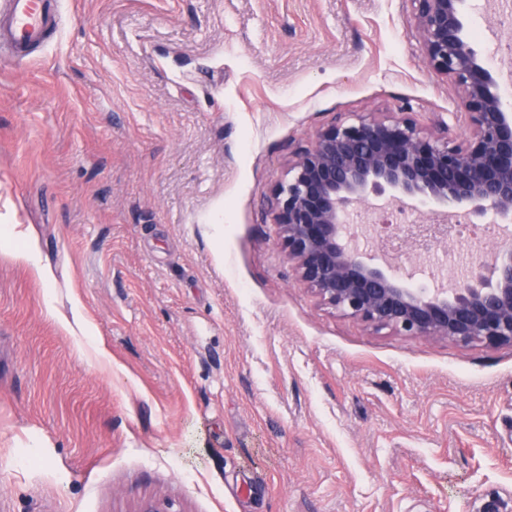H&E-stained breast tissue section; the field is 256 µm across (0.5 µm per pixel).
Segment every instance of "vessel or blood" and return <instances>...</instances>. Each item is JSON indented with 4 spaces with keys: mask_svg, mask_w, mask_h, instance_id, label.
<instances>
[{
    "mask_svg": "<svg viewBox=\"0 0 512 512\" xmlns=\"http://www.w3.org/2000/svg\"><path fill=\"white\" fill-rule=\"evenodd\" d=\"M59 27V0H0V52L23 61Z\"/></svg>",
    "mask_w": 512,
    "mask_h": 512,
    "instance_id": "vessel-or-blood-1",
    "label": "vessel or blood"
}]
</instances>
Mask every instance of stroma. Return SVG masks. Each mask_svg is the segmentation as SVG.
<instances>
[{
  "instance_id": "1",
  "label": "stroma",
  "mask_w": 512,
  "mask_h": 512,
  "mask_svg": "<svg viewBox=\"0 0 512 512\" xmlns=\"http://www.w3.org/2000/svg\"><path fill=\"white\" fill-rule=\"evenodd\" d=\"M0 54V512H512V346L403 336L296 280L269 207L337 117L459 143L409 0H62ZM493 0L465 33L496 76ZM19 224H0V245L2 242L14 244L15 258L24 264L31 275L45 288H53L55 274L45 263L36 238L20 230ZM46 307L48 312L56 319L59 325L64 328L70 336L76 340L78 349L84 352L86 346H90L95 360L99 364L107 365L110 369L112 367V353L108 349L103 339L95 336V333L82 315L78 305H75L71 311V317L61 314L56 309L52 294L49 292L46 295Z\"/></svg>"
}]
</instances>
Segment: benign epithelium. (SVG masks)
Returning a JSON list of instances; mask_svg holds the SVG:
<instances>
[{"label": "benign epithelium", "mask_w": 512, "mask_h": 512, "mask_svg": "<svg viewBox=\"0 0 512 512\" xmlns=\"http://www.w3.org/2000/svg\"><path fill=\"white\" fill-rule=\"evenodd\" d=\"M409 2L428 67L461 91L468 137L451 145L405 112L336 121L294 153L288 180L274 190L280 240L296 279L346 316L404 336L512 345L511 246L497 243L490 260L471 259L447 289L411 288L376 263L380 244L406 245L421 224H375L372 251L353 244L363 234L350 222L357 206L388 189L402 209L420 196L451 201L475 218L512 219V114L465 35L464 0ZM429 228L426 248L447 240V225Z\"/></svg>", "instance_id": "1"}]
</instances>
